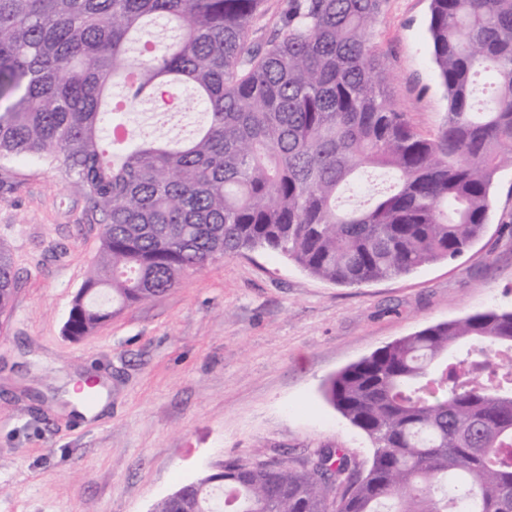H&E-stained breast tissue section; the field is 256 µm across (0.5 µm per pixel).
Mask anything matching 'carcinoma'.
<instances>
[{"label": "carcinoma", "mask_w": 512, "mask_h": 512, "mask_svg": "<svg viewBox=\"0 0 512 512\" xmlns=\"http://www.w3.org/2000/svg\"><path fill=\"white\" fill-rule=\"evenodd\" d=\"M0 0V159L45 160L103 217L65 333L79 339L218 257L266 250L360 286L455 259L512 168V0H430L448 112L425 137L371 41L383 0ZM188 86L192 93L178 99ZM163 109L190 133L158 131ZM16 275L0 247V309ZM512 311L428 326L332 377L373 445L311 468L231 462L154 512H512ZM288 0H266L264 3V14L257 21L253 38H266L274 29L276 23H279L283 15Z\"/></svg>", "instance_id": "cac0c4a2"}]
</instances>
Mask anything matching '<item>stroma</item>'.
<instances>
[{"instance_id": "stroma-1", "label": "stroma", "mask_w": 512, "mask_h": 512, "mask_svg": "<svg viewBox=\"0 0 512 512\" xmlns=\"http://www.w3.org/2000/svg\"><path fill=\"white\" fill-rule=\"evenodd\" d=\"M429 0H385L373 29L394 101L434 135L447 100L431 60ZM464 254L361 286L278 255L222 257L89 335L63 333L101 250L102 215L45 161H0V245L18 277L0 310V512H150L222 468L297 465L341 448L366 470L368 437L326 399L328 380L388 343L486 310L512 311V170ZM92 372L112 403L77 419L57 384Z\"/></svg>"}]
</instances>
